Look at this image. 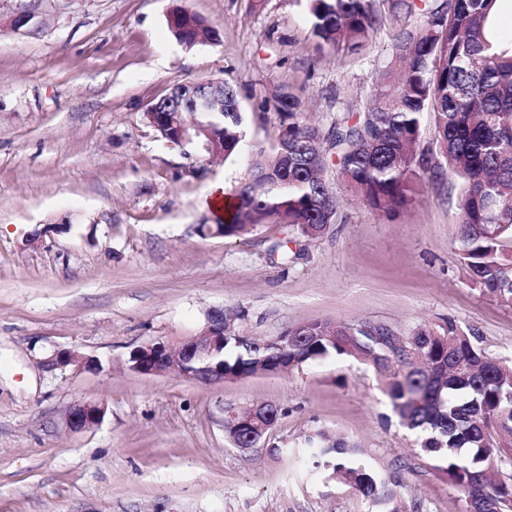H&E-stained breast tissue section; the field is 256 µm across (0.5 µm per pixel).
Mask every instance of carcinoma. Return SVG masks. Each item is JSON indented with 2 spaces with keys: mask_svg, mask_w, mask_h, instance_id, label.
I'll use <instances>...</instances> for the list:
<instances>
[{
  "mask_svg": "<svg viewBox=\"0 0 512 512\" xmlns=\"http://www.w3.org/2000/svg\"><path fill=\"white\" fill-rule=\"evenodd\" d=\"M320 47L356 49L378 23L374 0H303ZM392 14L419 13L400 31L391 59L364 107L329 132L304 125V97L274 89L281 128L257 146L234 187L230 213L205 225L209 235L242 238L260 224H286L314 239L333 223L336 179L369 208L393 219L415 201L428 170L417 152L424 114L433 118L437 173L457 182V251L468 282L512 305V40L496 37L501 0H385ZM187 109L179 93L156 102L158 115ZM228 157L245 138L234 87L194 112ZM331 356L371 366L385 381L399 423L464 498L465 512H512V361L494 359L453 326L426 325L403 336L370 322L313 320L288 331V351L256 349L254 339L224 334V372L288 370ZM316 469L350 485L378 512H407L399 481L357 459L360 449L337 433L308 437Z\"/></svg>",
  "mask_w": 512,
  "mask_h": 512,
  "instance_id": "1",
  "label": "carcinoma"
}]
</instances>
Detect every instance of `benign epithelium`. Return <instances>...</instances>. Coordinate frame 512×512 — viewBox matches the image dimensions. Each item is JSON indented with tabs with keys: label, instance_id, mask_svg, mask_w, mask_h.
Masks as SVG:
<instances>
[{
	"label": "benign epithelium",
	"instance_id": "obj_1",
	"mask_svg": "<svg viewBox=\"0 0 512 512\" xmlns=\"http://www.w3.org/2000/svg\"><path fill=\"white\" fill-rule=\"evenodd\" d=\"M39 25V13L32 7V0H18L16 7L6 17L0 16V28L7 27L15 32H28ZM223 89V83L212 80L189 81L180 84V92L194 98L198 103L207 101L208 95ZM204 131L195 126L183 125L168 134L169 145L181 146L196 142ZM224 349V312L212 313L207 325L194 336L173 341H155L132 350L126 366L142 375H168L199 380L226 381L232 375L224 374V361L218 359ZM51 364L72 366L79 371L96 372L101 369L99 360L76 350H63L55 353ZM104 415V407L99 404L82 403L69 412L68 424L73 430H84L98 424ZM239 438L232 439L235 447L248 450L258 442L249 421L236 422Z\"/></svg>",
	"mask_w": 512,
	"mask_h": 512
}]
</instances>
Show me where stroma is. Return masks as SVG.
Returning <instances> with one entry per match:
<instances>
[{
	"mask_svg": "<svg viewBox=\"0 0 512 512\" xmlns=\"http://www.w3.org/2000/svg\"><path fill=\"white\" fill-rule=\"evenodd\" d=\"M176 1L219 42L179 43ZM374 7L381 20L353 53L318 49L295 0H43L37 31L0 30V512H369L306 459L318 430L400 479L408 512H464L364 363L228 382L125 365L219 309L241 311L233 331L263 340L320 319L402 335L450 323L512 358V306L470 287L459 264L452 178L424 177L393 221L337 188L336 223L299 243L283 224L201 232L212 215L200 196L217 180L232 192L249 147L275 142L276 86L300 90L303 120L325 130L363 107L396 34L419 21ZM209 79L229 82L243 111L247 147L226 159L170 146L145 120L174 85ZM64 349L101 370L51 366ZM252 402L281 415L243 452L224 410ZM78 403L102 405V421L70 431Z\"/></svg>",
	"mask_w": 512,
	"mask_h": 512,
	"instance_id": "35a3bbf8",
	"label": "stroma"
}]
</instances>
